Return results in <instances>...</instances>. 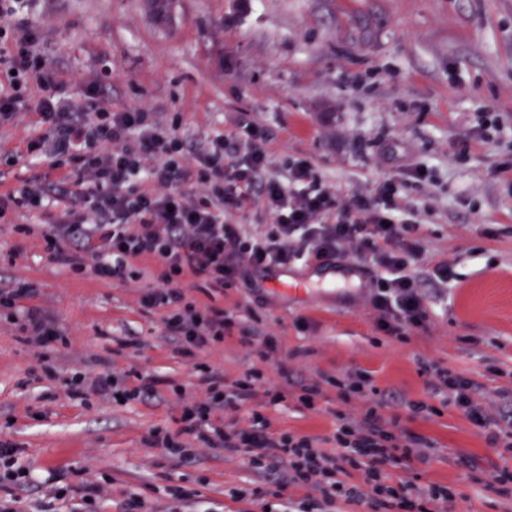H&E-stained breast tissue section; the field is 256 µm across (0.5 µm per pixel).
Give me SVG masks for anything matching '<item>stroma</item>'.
<instances>
[{"mask_svg": "<svg viewBox=\"0 0 512 512\" xmlns=\"http://www.w3.org/2000/svg\"><path fill=\"white\" fill-rule=\"evenodd\" d=\"M27 13L50 67L71 87L95 78L113 108L148 107L194 146L254 123L277 168L307 158L343 197L373 196L409 166L427 168L426 180L402 190L420 222L422 257L410 272L431 305L426 330L406 342L380 330L374 271L348 255L270 268L222 291L194 283L190 301L259 320L279 348L267 360L234 336L197 360L229 382L256 370L272 384L284 373L319 383L315 409L292 396L263 413L271 431L323 441L331 453L338 414L382 401L399 429L433 445L417 475L455 493L449 512H512V492L497 493L493 481L512 472V452L443 404L421 369L448 367L479 385L489 412L512 409L501 395L512 389V169L502 167L512 159V0H173L163 20L145 0H31ZM487 110L498 130L483 129ZM37 131L28 112L0 126V195L47 173V160L22 156ZM56 215L16 206L0 214V283L35 284L34 305L63 336L37 348L0 324V440L21 448L39 477L1 489L0 500L14 499L16 512H122L131 498L142 512H277L281 499L301 500L291 488L264 495L268 478L245 450L207 448L181 433L182 406L204 387L167 336L165 310L140 303L154 267L123 283L61 268L43 239ZM17 224L30 233H14ZM440 258L458 274L444 291L422 278ZM276 278L308 292L274 289ZM106 369L131 386L158 380L157 393L71 395L74 379ZM355 373L365 391L342 393ZM418 401L432 413H412ZM156 430L177 436L191 459L152 445ZM88 482L102 488L92 502L83 497Z\"/></svg>", "mask_w": 512, "mask_h": 512, "instance_id": "35a3bbf8", "label": "stroma"}]
</instances>
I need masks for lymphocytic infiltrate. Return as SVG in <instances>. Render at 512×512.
<instances>
[{
	"label": "lymphocytic infiltrate",
	"instance_id": "lymphocytic-infiltrate-1",
	"mask_svg": "<svg viewBox=\"0 0 512 512\" xmlns=\"http://www.w3.org/2000/svg\"><path fill=\"white\" fill-rule=\"evenodd\" d=\"M24 2L0 0V20L9 25L0 30V72L10 75L8 86H0V125L23 111L36 114L39 132L26 153L49 159L50 172L1 198L0 212L12 205L33 211L61 206L63 218L44 241L52 259L70 271L124 281L140 277V264L157 268L141 304L166 309L168 335L176 337L180 355L194 360L205 386L183 410V433L210 448L245 449L252 467L267 474L275 498L290 487L320 493L326 503L341 496L375 512H436L437 502L453 500L443 487L393 477L396 468L415 470L433 447L424 437L397 433L396 418L373 407L358 418L342 416L334 453L307 436L276 435L258 411L247 429L215 422L219 412L286 400L291 383L267 386L257 371L228 382L196 362L198 350L234 334L267 357L277 346L270 334L237 327L222 309L186 302L182 289L188 276L224 289L252 268L319 265L350 253L377 270L371 301L380 329L403 339L406 329L425 327L429 310L408 272L421 243L400 181L386 180L371 198L338 199L307 160L277 172L261 131L250 124L238 137L214 135L188 157L174 127L159 124L145 108L112 109L95 81L80 96L68 94L66 81L46 65L40 30L24 17ZM255 202L273 215V224L251 234L230 223L234 212ZM35 294L28 282L1 288L0 315L40 346L60 332L53 316L28 306ZM423 371L434 392L490 430L493 441L512 447V417L488 414L474 382L434 363Z\"/></svg>",
	"mask_w": 512,
	"mask_h": 512
}]
</instances>
